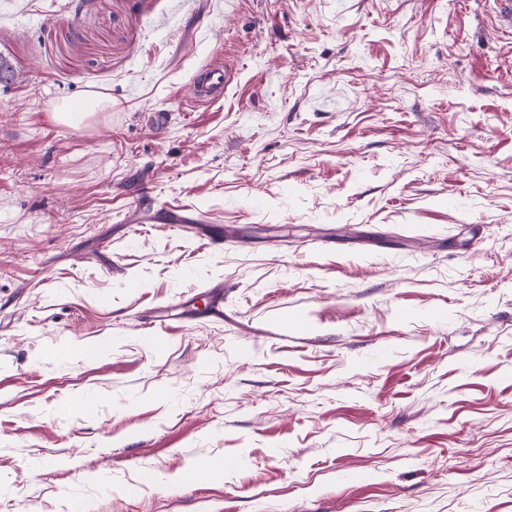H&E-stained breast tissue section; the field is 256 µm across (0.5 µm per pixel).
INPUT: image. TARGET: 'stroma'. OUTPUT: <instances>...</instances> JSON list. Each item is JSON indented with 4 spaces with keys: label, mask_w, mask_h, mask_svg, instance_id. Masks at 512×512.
<instances>
[{
    "label": "stroma",
    "mask_w": 512,
    "mask_h": 512,
    "mask_svg": "<svg viewBox=\"0 0 512 512\" xmlns=\"http://www.w3.org/2000/svg\"><path fill=\"white\" fill-rule=\"evenodd\" d=\"M0 56V512H512L486 0H0ZM233 74V68L223 61H213L199 68L190 84L192 102L200 105L221 99L231 84ZM164 214L157 217L160 224L169 225L180 232H200L204 229V225L208 221L201 215L190 216L184 210L180 209H165Z\"/></svg>",
    "instance_id": "obj_1"
}]
</instances>
